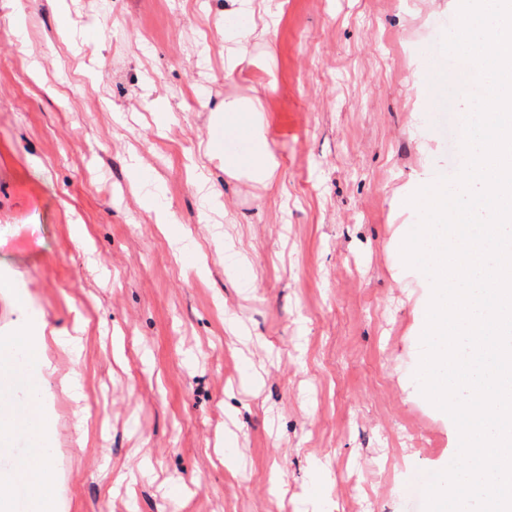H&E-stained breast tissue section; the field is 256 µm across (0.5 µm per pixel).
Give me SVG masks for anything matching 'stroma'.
<instances>
[{"mask_svg": "<svg viewBox=\"0 0 512 512\" xmlns=\"http://www.w3.org/2000/svg\"><path fill=\"white\" fill-rule=\"evenodd\" d=\"M458 6L271 0L241 46L224 0H0V274L86 324L84 397L50 401L60 512H424L402 480L458 430L414 379L428 290L400 247L408 197L463 163ZM255 125L268 186L224 172ZM256 106L253 100L232 99L224 101V107L215 112H224L225 130H233L237 127L244 112H254Z\"/></svg>", "mask_w": 512, "mask_h": 512, "instance_id": "35a3bbf8", "label": "stroma"}]
</instances>
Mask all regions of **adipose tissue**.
<instances>
[{
	"label": "adipose tissue",
	"instance_id": "1",
	"mask_svg": "<svg viewBox=\"0 0 512 512\" xmlns=\"http://www.w3.org/2000/svg\"><path fill=\"white\" fill-rule=\"evenodd\" d=\"M253 149L248 159L234 155L224 158V171L243 175L249 180L270 184L275 170L271 147L261 131L252 135ZM71 346L72 340L62 331H47L44 323L34 318L24 319L14 336H0V378L12 386L0 392V444L10 441L16 433H25L36 443L35 449L18 465L32 491L34 512H57L59 495L50 478L52 459L43 445L50 438L48 417L44 404L48 392L57 390L72 400H80V384L75 374L58 373L49 355V345ZM26 353L25 369H18L12 359L15 346Z\"/></svg>",
	"mask_w": 512,
	"mask_h": 512
}]
</instances>
